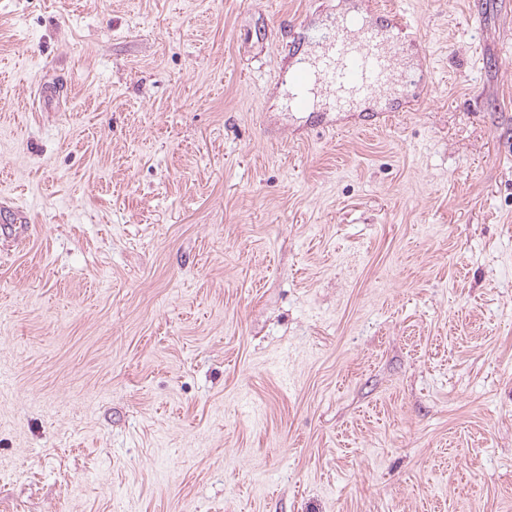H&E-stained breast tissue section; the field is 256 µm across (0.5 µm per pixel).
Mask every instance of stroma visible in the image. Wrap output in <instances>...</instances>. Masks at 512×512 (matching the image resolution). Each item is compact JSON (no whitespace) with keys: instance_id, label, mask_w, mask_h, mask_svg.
<instances>
[{"instance_id":"1","label":"stroma","mask_w":512,"mask_h":512,"mask_svg":"<svg viewBox=\"0 0 512 512\" xmlns=\"http://www.w3.org/2000/svg\"><path fill=\"white\" fill-rule=\"evenodd\" d=\"M362 2L0 0V512H512V9L290 108Z\"/></svg>"}]
</instances>
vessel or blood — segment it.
Masks as SVG:
<instances>
[{
    "mask_svg": "<svg viewBox=\"0 0 512 512\" xmlns=\"http://www.w3.org/2000/svg\"><path fill=\"white\" fill-rule=\"evenodd\" d=\"M329 28L288 75L296 109L307 110L322 101L348 112L396 88L397 62L406 43L417 37L416 22L404 10H389L383 27L347 10L331 18Z\"/></svg>",
    "mask_w": 512,
    "mask_h": 512,
    "instance_id": "obj_1",
    "label": "vessel or blood"
}]
</instances>
